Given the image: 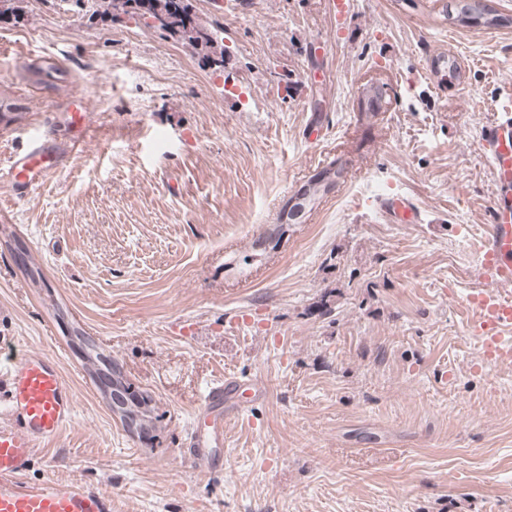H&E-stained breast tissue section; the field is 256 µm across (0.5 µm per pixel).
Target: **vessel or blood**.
Returning <instances> with one entry per match:
<instances>
[{"label":"vessel or blood","instance_id":"obj_1","mask_svg":"<svg viewBox=\"0 0 512 512\" xmlns=\"http://www.w3.org/2000/svg\"><path fill=\"white\" fill-rule=\"evenodd\" d=\"M92 142L89 99L84 91L63 94L54 114L28 139L24 149L0 167V182L13 196H32L53 175L65 171L74 156ZM482 149L495 177L492 222L486 225L480 277L484 288L469 305L485 356L512 359V344L501 332L512 327V100L483 132ZM384 210L403 224L417 221L413 201L401 195L383 200ZM227 378L208 385L196 414L198 468L212 466V446L224 442V401L239 395ZM75 416L71 387L57 360L42 351H26L0 374V512H112L110 494L74 479L49 477L31 484L24 476L35 451L55 439Z\"/></svg>","mask_w":512,"mask_h":512}]
</instances>
